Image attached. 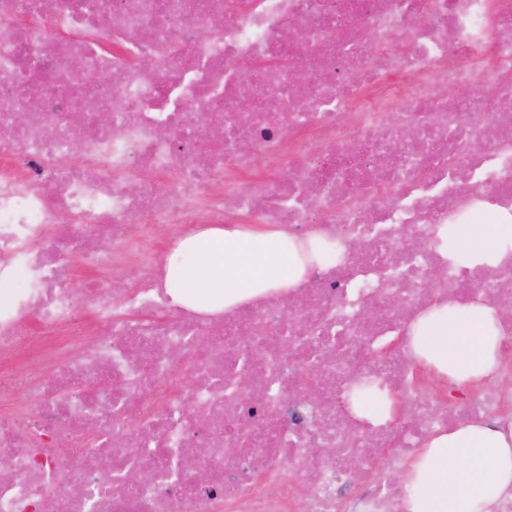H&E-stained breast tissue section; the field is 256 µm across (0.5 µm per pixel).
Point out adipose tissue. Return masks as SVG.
<instances>
[{"label":"adipose tissue","mask_w":512,"mask_h":512,"mask_svg":"<svg viewBox=\"0 0 512 512\" xmlns=\"http://www.w3.org/2000/svg\"><path fill=\"white\" fill-rule=\"evenodd\" d=\"M452 253L461 267L496 263L512 246L511 224H456ZM324 240L269 227H212L182 242L167 261L174 299L219 311L270 289L292 286L327 260ZM418 363L456 382L478 380L496 364L499 320L480 304L435 305L412 322ZM406 512H495L512 492V433L475 421L436 433L404 475Z\"/></svg>","instance_id":"ef3b65f1"}]
</instances>
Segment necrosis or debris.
Instances as JSON below:
<instances>
[{"mask_svg":"<svg viewBox=\"0 0 512 512\" xmlns=\"http://www.w3.org/2000/svg\"><path fill=\"white\" fill-rule=\"evenodd\" d=\"M473 84L494 93L449 100ZM497 212L512 0H0V391L30 358L0 408V512H402L431 434L512 423V253L464 269L440 248L447 225ZM208 224L275 225L336 257L198 310L174 302L164 255ZM77 264L144 285L77 288ZM453 301L500 319L482 382L411 354V321ZM373 388L408 411L359 418Z\"/></svg>","mask_w":512,"mask_h":512,"instance_id":"4bbe7bcc","label":"necrosis or debris"}]
</instances>
